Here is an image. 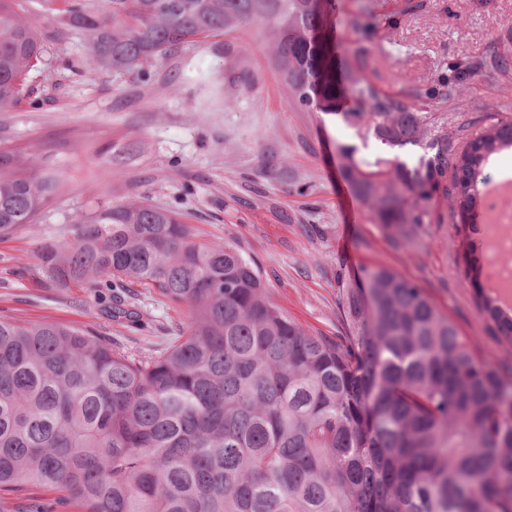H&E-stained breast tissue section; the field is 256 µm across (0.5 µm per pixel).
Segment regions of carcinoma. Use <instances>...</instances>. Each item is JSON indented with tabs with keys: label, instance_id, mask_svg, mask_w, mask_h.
Returning a JSON list of instances; mask_svg holds the SVG:
<instances>
[{
	"label": "carcinoma",
	"instance_id": "1",
	"mask_svg": "<svg viewBox=\"0 0 512 512\" xmlns=\"http://www.w3.org/2000/svg\"><path fill=\"white\" fill-rule=\"evenodd\" d=\"M98 69L150 76L181 46L261 22L301 108L339 115L373 158L341 148V172L393 237L413 243L435 195L468 210L512 122L448 136L445 112L413 111L362 71L381 37L371 8L351 19L337 69L336 0H49ZM51 32L0 0V106L30 97L51 68ZM0 153V239L35 221L58 190ZM70 241L42 244L35 277L92 288L113 318L136 285L190 320L149 353L88 327L0 318V512H512V373L478 358L425 292L385 265L341 290L346 332L313 336L271 297L259 267L198 239L175 211L102 206ZM480 313L512 342V314ZM27 485L54 502L19 495Z\"/></svg>",
	"mask_w": 512,
	"mask_h": 512
}]
</instances>
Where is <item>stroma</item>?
Returning <instances> with one entry per match:
<instances>
[{
    "instance_id": "1",
    "label": "stroma",
    "mask_w": 512,
    "mask_h": 512,
    "mask_svg": "<svg viewBox=\"0 0 512 512\" xmlns=\"http://www.w3.org/2000/svg\"><path fill=\"white\" fill-rule=\"evenodd\" d=\"M369 0L390 40L368 43L366 75L414 110L444 111L457 142L512 121V68L485 60L512 56V0ZM28 20L55 35L51 71H34V102L0 107V149H22L37 172L60 185L34 223L0 239V316L90 326L131 349L164 348L188 320L142 292L135 319L101 312L93 290L60 288L28 270L43 242H64L79 217L103 206L145 202L182 214L202 240L231 245L261 269L273 301L316 336H340L339 290L363 267L387 265L422 288L477 355L512 368V344L478 310L489 271L486 226L425 225L417 247L396 245L370 208L342 224L336 197L347 145L367 156L340 116L288 106L266 26L250 23L200 38L160 58L150 78L92 72L82 36L48 14L43 0H19ZM480 72L446 103L411 94Z\"/></svg>"
}]
</instances>
